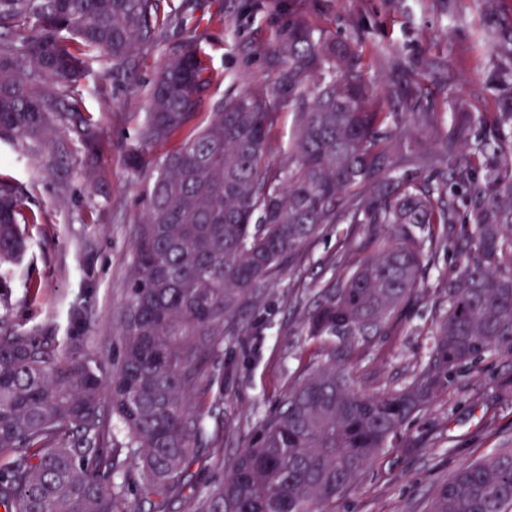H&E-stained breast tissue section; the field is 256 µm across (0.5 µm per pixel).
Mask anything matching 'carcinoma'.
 I'll use <instances>...</instances> for the list:
<instances>
[{
  "instance_id": "cac0c4a2",
  "label": "carcinoma",
  "mask_w": 512,
  "mask_h": 512,
  "mask_svg": "<svg viewBox=\"0 0 512 512\" xmlns=\"http://www.w3.org/2000/svg\"><path fill=\"white\" fill-rule=\"evenodd\" d=\"M163 2L0 0V139L39 144L62 132L96 158L103 133L73 88L95 63L133 76L143 49L174 23ZM271 55L282 64L276 79L214 104L204 124L209 69L190 41L165 55L126 152L130 169L152 174L134 229L120 363L107 382L92 360L0 334V512H136L131 473L150 512H167L194 456L202 416L189 395L212 337L249 294L304 259L327 224L347 225L331 259L337 279L305 325L338 348L288 389L195 512H326L464 367L488 353L512 357V98L489 115L459 112L445 129L421 108L412 74L373 95L355 50L299 15ZM284 101L294 153L273 167L266 155ZM487 123L493 140L472 135ZM177 137L163 158L150 157ZM423 137L439 146L416 148ZM450 182L468 186L463 214ZM28 221L20 188L0 180V291L27 249ZM357 236L377 249L354 267ZM446 249L461 263L435 285L443 312L427 358L396 387L354 390L341 363L388 334ZM113 426L125 431L115 448ZM428 512H512V448L457 471Z\"/></svg>"
}]
</instances>
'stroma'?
I'll return each mask as SVG.
<instances>
[{"instance_id":"stroma-1","label":"stroma","mask_w":512,"mask_h":512,"mask_svg":"<svg viewBox=\"0 0 512 512\" xmlns=\"http://www.w3.org/2000/svg\"><path fill=\"white\" fill-rule=\"evenodd\" d=\"M316 31L354 46L366 80L388 90L396 66L421 82L442 125L454 117L449 97L490 112L512 96V0H197L166 40L147 48L134 78L97 64L77 88L99 121L105 145L88 182L82 153L65 137L37 147L0 141V178L18 185L36 222L22 225L27 250L0 294V331L51 344L62 357L95 361L110 376L121 358L120 315L129 294L132 227L143 212L149 173H131L126 149L149 108L160 60L193 41L212 71L200 105L274 81L270 49L294 14ZM345 230L328 225L304 260L258 289L230 331L213 337L191 403L203 415L199 460L170 512H191L197 496L223 479L232 458L252 444L289 387L320 368L332 342L307 335L308 309L336 274L329 265ZM442 307L420 293L388 335L355 350L345 368L356 390L376 394L403 382L427 357ZM512 447V359L483 357L402 429L355 486L327 512H424L435 488L459 468Z\"/></svg>"}]
</instances>
